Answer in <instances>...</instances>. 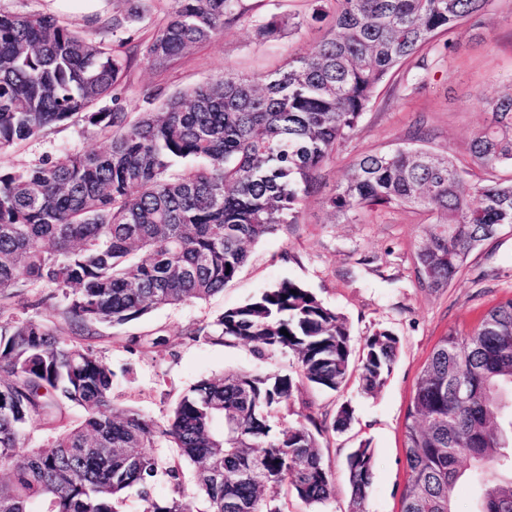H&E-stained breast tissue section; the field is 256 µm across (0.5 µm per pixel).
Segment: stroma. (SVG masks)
I'll return each instance as SVG.
<instances>
[{
	"label": "stroma",
	"instance_id": "1",
	"mask_svg": "<svg viewBox=\"0 0 512 512\" xmlns=\"http://www.w3.org/2000/svg\"><path fill=\"white\" fill-rule=\"evenodd\" d=\"M144 6L141 20L116 32L112 17L127 13L130 0H0L2 13L48 14L115 53L133 55L135 61L117 93L134 119L155 111L148 94L166 98L227 69L245 75L274 74L310 52L322 36L318 26L308 22L312 0H243L241 19L165 67L153 68L141 54L172 2L145 0ZM274 15L287 19V26L275 40H260L257 25ZM510 91L512 0H491L479 23L441 35L434 46L381 84L355 137L339 149L318 189L301 202L296 223L280 225L252 244L248 263L223 292L204 301L155 309L128 324L101 328L91 338V345L118 373L112 390L115 408L132 407L162 421L182 391L200 380L234 372L296 375L292 354L261 356L250 346L189 336L185 329L212 323L225 310L247 303L282 280L298 281L344 315L354 340L387 330L397 336L398 350L386 383L374 393H364L354 378L337 393L300 384L296 411L281 418V425L294 423L299 411L335 415L344 403L352 408L353 420L346 430L321 440L323 460L335 480L334 498L319 505L292 498L288 510L349 512L345 459L352 448L367 442L375 450L367 512H399L407 477L402 430L418 372L441 336L472 331L490 306L512 296V229L479 246L451 286L428 291L418 284L414 254L423 227L433 220L431 213L383 209L350 223L334 218L323 200L354 158L412 144L418 128L426 134L425 147L449 155L469 170L470 181L511 178L512 169L506 167H472L468 154L471 137L486 120L487 101ZM107 143L104 133L76 118L1 151L0 168L29 169L45 157L100 150ZM62 304L55 289L31 288L1 310L0 318H32L59 326Z\"/></svg>",
	"mask_w": 512,
	"mask_h": 512
}]
</instances>
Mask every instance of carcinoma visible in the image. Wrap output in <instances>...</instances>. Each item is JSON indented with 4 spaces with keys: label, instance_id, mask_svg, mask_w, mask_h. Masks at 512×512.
Returning a JSON list of instances; mask_svg holds the SVG:
<instances>
[{
    "label": "carcinoma",
    "instance_id": "obj_1",
    "mask_svg": "<svg viewBox=\"0 0 512 512\" xmlns=\"http://www.w3.org/2000/svg\"><path fill=\"white\" fill-rule=\"evenodd\" d=\"M242 0H172L143 59L162 67L242 16ZM328 21L313 50L265 78L231 71L165 99L135 121L116 90L129 59L49 15L0 13V150L75 117L112 133L100 152L0 169V310L25 289L63 295L58 329L0 321V512H122L130 489L142 512H185L176 459L195 466L207 512H288L281 490L306 504L335 494L320 438L350 424L295 413L289 375L227 374L182 393L155 421L112 408L116 373L84 343L100 325H123L164 306L205 301L233 281L249 246L287 223L339 147L355 135L378 87L439 35L477 22L490 0H315ZM111 98L112 106L99 103ZM475 166H512V92L488 103L469 143ZM466 171L421 146L358 156L325 197L333 216L410 207L431 211L414 259L424 288H446L473 251L512 228V179L467 186ZM285 329L288 335L280 330ZM259 354L291 353L299 379L339 392L356 374L381 387L398 339L377 331L354 354L349 326L311 289L283 280L228 309L209 330ZM512 297L472 333L438 339L415 384L404 423L407 480L399 512H457L469 462L483 482L475 512H512ZM85 415L75 424L69 411ZM39 423L43 437L29 427ZM374 449L346 457L351 512H366ZM163 477L170 494L153 497Z\"/></svg>",
    "mask_w": 512,
    "mask_h": 512
}]
</instances>
